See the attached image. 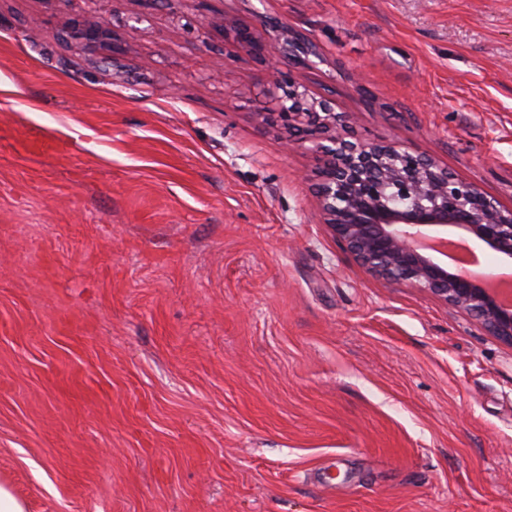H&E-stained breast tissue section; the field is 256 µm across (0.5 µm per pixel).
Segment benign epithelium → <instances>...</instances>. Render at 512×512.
I'll list each match as a JSON object with an SVG mask.
<instances>
[{"instance_id": "7a95c632", "label": "benign epithelium", "mask_w": 512, "mask_h": 512, "mask_svg": "<svg viewBox=\"0 0 512 512\" xmlns=\"http://www.w3.org/2000/svg\"><path fill=\"white\" fill-rule=\"evenodd\" d=\"M267 44L254 28L224 20V38L263 54L278 93L270 115L299 134L320 131L312 140L319 155L317 198L326 224L355 260L397 285L419 288L482 322L488 332L512 346V304H502L487 288L450 272L429 252L425 229L455 227L496 254L512 258V207L502 205L476 184L448 172L434 159L392 144L347 142L338 128L351 115L331 111L325 99L297 76L316 47L284 25L274 27ZM286 56L292 69L279 68Z\"/></svg>"}]
</instances>
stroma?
<instances>
[{
	"label": "stroma",
	"instance_id": "1",
	"mask_svg": "<svg viewBox=\"0 0 512 512\" xmlns=\"http://www.w3.org/2000/svg\"><path fill=\"white\" fill-rule=\"evenodd\" d=\"M261 16L353 139L512 206V0H0V482L26 512H512V346L332 235L218 27Z\"/></svg>",
	"mask_w": 512,
	"mask_h": 512
}]
</instances>
